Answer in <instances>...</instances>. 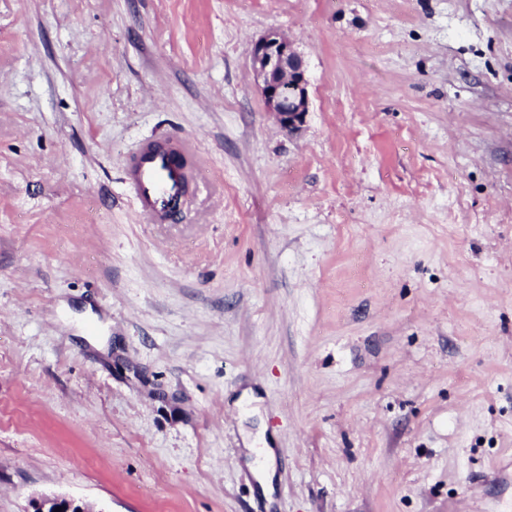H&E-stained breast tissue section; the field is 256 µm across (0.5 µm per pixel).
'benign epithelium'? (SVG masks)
<instances>
[{"label": "benign epithelium", "instance_id": "7a95c632", "mask_svg": "<svg viewBox=\"0 0 512 512\" xmlns=\"http://www.w3.org/2000/svg\"><path fill=\"white\" fill-rule=\"evenodd\" d=\"M251 58L270 112L288 132H298L309 108L301 57L288 39L272 32L253 44ZM47 505L60 508V512H84L81 506L59 497H44L36 501L35 512H44Z\"/></svg>", "mask_w": 512, "mask_h": 512}]
</instances>
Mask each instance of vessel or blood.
<instances>
[{
  "label": "vessel or blood",
  "mask_w": 512,
  "mask_h": 512,
  "mask_svg": "<svg viewBox=\"0 0 512 512\" xmlns=\"http://www.w3.org/2000/svg\"><path fill=\"white\" fill-rule=\"evenodd\" d=\"M184 143L148 141L142 144L126 170L125 182L140 211L155 224L165 223L180 210L188 174L178 157L187 154Z\"/></svg>",
  "instance_id": "b4317fda"
}]
</instances>
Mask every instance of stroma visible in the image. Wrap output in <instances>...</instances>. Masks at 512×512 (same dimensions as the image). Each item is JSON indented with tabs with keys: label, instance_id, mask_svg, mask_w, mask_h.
<instances>
[{
	"label": "stroma",
	"instance_id": "stroma-1",
	"mask_svg": "<svg viewBox=\"0 0 512 512\" xmlns=\"http://www.w3.org/2000/svg\"><path fill=\"white\" fill-rule=\"evenodd\" d=\"M511 463L512 0H0V512H512ZM251 58L270 112L289 133L298 132L309 108L301 57L288 39L272 32L253 44ZM147 141L126 170L125 182L140 211L153 224L165 223L180 210L186 195L188 174L177 152L186 156L185 143Z\"/></svg>",
	"mask_w": 512,
	"mask_h": 512
}]
</instances>
